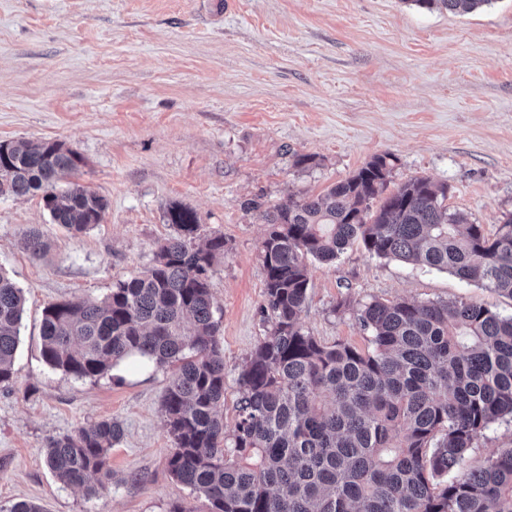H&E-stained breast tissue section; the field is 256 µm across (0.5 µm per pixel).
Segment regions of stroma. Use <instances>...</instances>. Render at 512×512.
I'll list each match as a JSON object with an SVG mask.
<instances>
[{"label":"stroma","instance_id":"stroma-1","mask_svg":"<svg viewBox=\"0 0 512 512\" xmlns=\"http://www.w3.org/2000/svg\"><path fill=\"white\" fill-rule=\"evenodd\" d=\"M78 152L76 181L107 204L72 235L40 196H0V268L24 294L13 382L0 387V512H209L171 479L166 368L121 366L77 380L40 353L44 308L100 299L151 265L174 232L170 206L196 213L226 248L209 273L221 307L224 428L237 374L265 336L258 246L271 206L316 194L373 156L395 159L389 190L418 177L449 208L496 232L512 217V0L454 14L413 0H0V141ZM312 159L293 165L294 155ZM51 244L33 257L26 232ZM463 300L512 315V299L353 247L313 263L304 329L365 347L355 303ZM351 300L341 308L342 300ZM112 418L124 428L113 476L95 495L57 480L51 438Z\"/></svg>","mask_w":512,"mask_h":512}]
</instances>
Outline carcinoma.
I'll use <instances>...</instances> for the list:
<instances>
[{
  "label": "carcinoma",
  "instance_id": "cac0c4a2",
  "mask_svg": "<svg viewBox=\"0 0 512 512\" xmlns=\"http://www.w3.org/2000/svg\"><path fill=\"white\" fill-rule=\"evenodd\" d=\"M469 13L489 0H412ZM392 156H373L317 195L262 211L259 243L271 327L241 367L235 425L224 430V349L209 271L222 236L199 240L197 215L172 206L175 235L152 265L102 299L47 306L41 356L53 371L96 380L134 359L173 369L162 407L167 471L210 512H512V448L480 467L469 452L512 421V316L466 301L372 300L355 315L368 345L305 331L312 262L359 245L369 255L446 271L512 298V218L489 235L448 209V186L412 179L385 193ZM82 157L56 141L0 142V184L41 193L74 234L102 221L103 197L70 181ZM26 246L49 244L32 230ZM24 296L0 272V385L13 378ZM122 424L101 419L50 439L49 469L92 496L112 478Z\"/></svg>",
  "mask_w": 512,
  "mask_h": 512
}]
</instances>
